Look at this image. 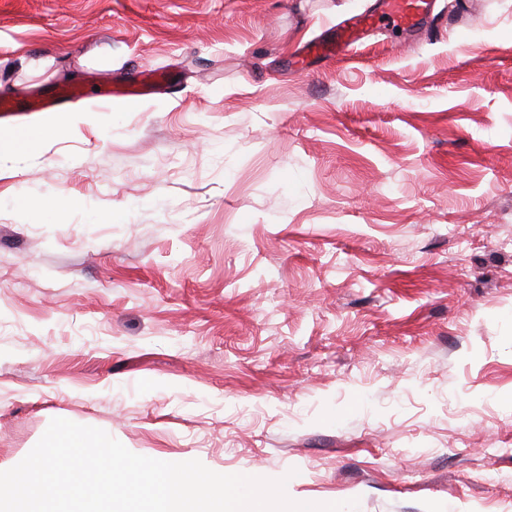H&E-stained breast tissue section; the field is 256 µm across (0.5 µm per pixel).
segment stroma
<instances>
[{
  "instance_id": "obj_1",
  "label": "stroma",
  "mask_w": 512,
  "mask_h": 512,
  "mask_svg": "<svg viewBox=\"0 0 512 512\" xmlns=\"http://www.w3.org/2000/svg\"><path fill=\"white\" fill-rule=\"evenodd\" d=\"M0 0V471L49 422L356 512H512V0ZM43 68H36V61ZM170 82L112 96L147 71ZM380 14H366L356 21L343 24L336 35L312 42L307 50L311 53L335 58L346 52H353L361 40V32L383 22L392 21L405 29H412L425 11L428 0H384Z\"/></svg>"
}]
</instances>
